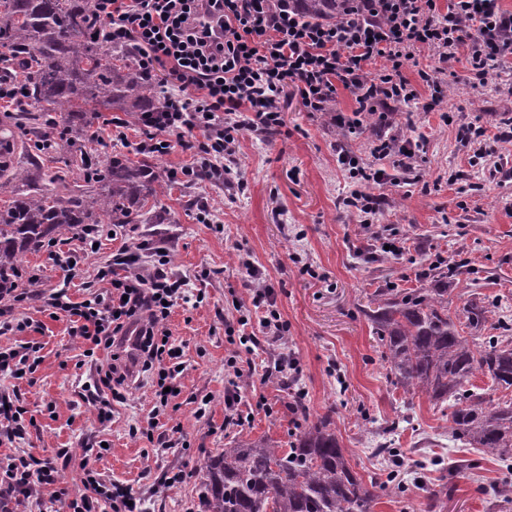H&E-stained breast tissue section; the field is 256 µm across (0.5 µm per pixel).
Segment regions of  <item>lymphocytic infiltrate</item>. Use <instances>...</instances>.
<instances>
[{
    "label": "lymphocytic infiltrate",
    "mask_w": 512,
    "mask_h": 512,
    "mask_svg": "<svg viewBox=\"0 0 512 512\" xmlns=\"http://www.w3.org/2000/svg\"><path fill=\"white\" fill-rule=\"evenodd\" d=\"M291 0H96V28L115 47L135 54L139 68L163 97V109L143 113L139 153L168 154L173 146L196 151L197 165L170 169L169 178H197L208 172L224 179L219 161L233 155L241 130L268 132L282 126L289 97L309 112L330 113L337 127L360 128L372 117L389 128L400 106L438 97L440 82L459 48H466L469 72L487 84L512 63V11L500 0H346L343 16L332 23L304 19ZM430 51L419 85L404 77L417 50ZM346 90L351 113L338 111L336 95ZM153 251L152 269L138 265ZM162 248L143 241L124 248L100 272L107 288L92 298L72 301L67 288L45 297V306L67 317L70 334L90 349L116 347L112 364L99 378L124 401L130 366L119 351L135 336V364L152 373L154 414L165 413L175 398L179 370L176 347L166 321L181 299L184 280L167 268ZM52 459L31 454L9 458L0 470V512L53 484ZM84 491L56 496L67 512H95L108 503L112 512H142L131 488L105 483L85 471Z\"/></svg>",
    "instance_id": "f902f5d3"
}]
</instances>
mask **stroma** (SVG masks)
Here are the masks:
<instances>
[{"label":"stroma","instance_id":"35a3bbf8","mask_svg":"<svg viewBox=\"0 0 512 512\" xmlns=\"http://www.w3.org/2000/svg\"><path fill=\"white\" fill-rule=\"evenodd\" d=\"M450 69L455 77L432 108H406L396 117L395 134L418 146L411 166L373 155L371 122L341 129L293 100L278 132H240L229 180L172 182L161 198L169 223L101 233L93 252L83 251L78 237L55 239L52 249L75 262L69 276L49 260L52 249L24 255L32 292L47 295L65 283L80 302L102 291L99 272L122 247L145 239L164 247L190 296L167 321L185 369L165 415L153 418L150 387L133 385L125 402H113L110 421L99 422L83 385L111 365V352L85 356L66 318L51 317L37 301L23 304L17 314L33 327L0 335V344L39 343L42 362L20 379L0 374V391L16 393L35 425L23 442L0 446V460L22 452L55 459L57 485L74 490L83 468L93 469L104 482L131 487L144 512H204L206 457L242 436L289 447L304 421L329 413L359 475L379 466L380 446L401 452L400 491L381 498L373 512H423L429 493L445 486L443 512H499L493 490L512 482V469L450 441L442 406L393 386L366 315L371 299L389 290L444 287L449 312L478 297L490 303L493 325L512 332V139L500 130L512 113V66L478 87L466 61ZM471 123L485 130L475 145L460 138ZM93 129L88 146L99 160H140L134 117L125 119L122 142L110 141L103 121ZM342 149L362 167L385 169L387 180L351 178L338 161ZM356 190L382 200L369 223L344 203ZM387 241L398 242L400 252L385 250ZM451 266L456 276L440 279ZM261 282L274 290L283 336L260 324L266 307L255 304L253 290ZM241 313L253 337L247 349L224 332ZM286 354L299 362L297 377L271 373ZM231 360L244 371L238 424L224 420ZM153 420L170 447L150 440ZM62 448L72 459L59 457ZM462 460L475 461L476 469L453 473ZM172 469L183 480L169 487L163 476Z\"/></svg>","mask_w":512,"mask_h":512}]
</instances>
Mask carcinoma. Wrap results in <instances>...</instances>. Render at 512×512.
I'll return each instance as SVG.
<instances>
[{"label":"carcinoma","instance_id":"carcinoma-1","mask_svg":"<svg viewBox=\"0 0 512 512\" xmlns=\"http://www.w3.org/2000/svg\"><path fill=\"white\" fill-rule=\"evenodd\" d=\"M294 2L312 20L332 21L345 8L341 0ZM0 47L8 51L0 77L24 76L13 110L0 116L2 295L21 287L22 256L45 242L86 224H163L166 210L156 189L164 177L153 165L118 156L93 163L77 154L101 112L161 111L159 93L130 54L95 30L94 0H0ZM50 149L67 157L82 184L45 170ZM368 316L394 384L448 404L454 439L511 460L512 400L496 403L470 389L480 374L489 389L512 390V337L463 335L465 327L486 328L487 307L470 300L453 318L448 289L419 288L378 302ZM203 469L205 512H372L396 492L392 474L366 480L353 470L328 413L307 423L288 449L241 437Z\"/></svg>","mask_w":512,"mask_h":512}]
</instances>
